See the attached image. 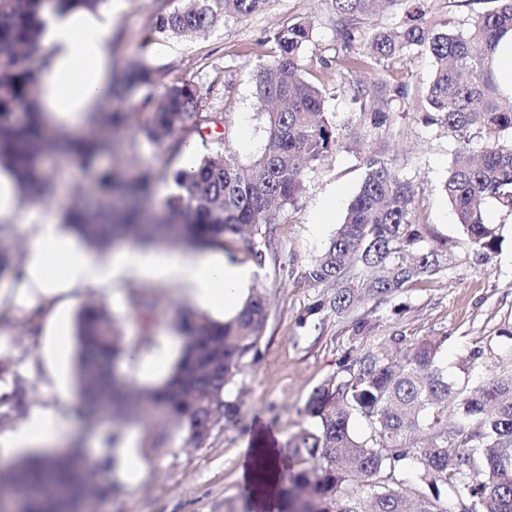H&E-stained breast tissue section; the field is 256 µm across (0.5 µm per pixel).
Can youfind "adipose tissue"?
Here are the masks:
<instances>
[{
  "mask_svg": "<svg viewBox=\"0 0 512 512\" xmlns=\"http://www.w3.org/2000/svg\"><path fill=\"white\" fill-rule=\"evenodd\" d=\"M122 0H112L111 10L60 12L45 9L41 40L48 67L44 74L41 107L50 125L82 133L92 112L106 100L112 68V26ZM28 241L25 269L45 302L84 284L114 283L129 273L160 285L178 284L199 308L223 307L233 314L237 298L251 281L254 269L230 265L204 254L187 255L163 246L143 249L125 244L112 254L111 264L64 244L53 220L19 224ZM68 417L44 408L34 409L24 426L0 435V447L8 452L27 451L69 434ZM278 436L258 428L241 449V477L247 489L264 482L263 495L255 497L259 512H268L284 461L277 448Z\"/></svg>",
  "mask_w": 512,
  "mask_h": 512,
  "instance_id": "adipose-tissue-1",
  "label": "adipose tissue"
}]
</instances>
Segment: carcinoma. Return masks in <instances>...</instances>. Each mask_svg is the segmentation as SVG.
Here are the masks:
<instances>
[{
    "label": "carcinoma",
    "instance_id": "carcinoma-1",
    "mask_svg": "<svg viewBox=\"0 0 512 512\" xmlns=\"http://www.w3.org/2000/svg\"><path fill=\"white\" fill-rule=\"evenodd\" d=\"M401 14L388 28L369 27L380 2ZM107 0H0V169L8 171L34 203H64L63 170H86L102 200L68 204L64 227L83 245L107 250L131 240L143 248L170 242L202 252L241 241L247 257L263 266L274 224L272 206H293L305 190L300 162L323 160L355 126L366 136L388 133L392 105L410 97L407 84L380 75L371 87L351 85L353 99L370 106L336 121L325 112V89L308 77L303 52L314 23L299 20L268 37L269 60L261 67L256 98L266 118V141L247 163L216 149L190 170L173 173L176 191L161 211L142 203L165 182L168 171L146 167L131 179L115 164V136L133 129L127 148L145 141L177 153L187 139L219 124L203 108L201 89L190 83L159 84L156 71L134 63L111 83L107 103L142 93L148 117L138 107L101 108L85 135L47 132L38 109L46 58H37L40 14L96 11ZM336 15L335 54L325 66L353 73L377 70L384 61L426 51L436 68L424 101L430 124L456 136L457 147L442 191L472 249L482 257L502 247L501 226L484 219L493 202L512 215V95L502 92L495 69L497 44L512 31V0L476 14L464 31L439 29L427 20L430 0H326ZM270 0H180L156 31L169 38H194L228 17L244 19ZM480 149L472 147L474 137ZM423 191L389 160L366 157V175L348 205L343 223L312 259L290 276L318 290L299 323L321 313L351 322L349 347L310 394L304 414L310 427L288 441L294 460L279 487L277 512H512V375L475 390L448 381L438 361L440 341L397 329L368 343L370 321L357 317L410 295L415 287L448 270V249L435 242L421 214ZM23 280L22 265L0 251V282ZM143 322L154 303L147 293L130 297ZM268 308L264 295H249L224 321L189 312L177 325L182 345L162 384L138 390L121 363L134 361L117 319L102 302L75 318L77 396L83 413L102 417L158 409V421L186 433L199 448L202 436L236 422L238 378L247 359L257 360ZM28 398L16 380L0 391V426L19 415ZM364 419L359 437L352 422ZM5 481L14 488L19 512H52L61 489L75 495L85 483L62 460L41 451L14 463Z\"/></svg>",
    "mask_w": 512,
    "mask_h": 512
}]
</instances>
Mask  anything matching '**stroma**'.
<instances>
[{
    "mask_svg": "<svg viewBox=\"0 0 512 512\" xmlns=\"http://www.w3.org/2000/svg\"><path fill=\"white\" fill-rule=\"evenodd\" d=\"M178 4L179 0H126L113 27L112 77L120 79L130 63L141 61L169 79L208 90L206 110L224 113L226 118L222 146L240 161L257 154L266 137L255 84L267 60L264 41L273 30L300 19L313 20V41L304 62L324 83L328 111L342 117L354 111L352 81L367 83L373 77L365 69L349 76L321 65L334 44L335 16L325 0H271L264 11L243 20H226L200 38H169L161 43L150 39L159 18ZM484 8L483 0H433L429 20L440 28L463 30ZM433 70L432 58L424 53L388 61L385 75L408 83L412 93L405 103L394 104L392 133L364 145L356 134L345 136L323 161L305 167L306 189L295 206L274 213L273 250L251 282L267 297V327L257 361L248 362L239 377L245 396L237 422L216 429L200 448L186 447L183 434H171L164 453L143 456L144 472L138 482L122 480L120 490L104 500L86 498L83 512H242L248 499L239 474L242 442L263 421L277 433L279 447H286L308 427L304 405L313 389L335 371L347 347L349 324L318 315L298 325L299 314L316 291L289 279L288 271L307 263L342 223L371 151L393 159L421 187L426 223L438 240L451 246L447 271L413 292L403 309L395 313L386 306L370 313L373 336L406 328L419 336L442 337L438 359L449 380L471 389L512 374V338L498 333L503 324H512V216L494 204L486 205V219L503 225L505 236L501 250L487 259L474 253L456 224L441 184L458 143L446 129L424 120L422 97ZM142 290L154 291L157 299L156 327L148 334L130 314L126 300ZM120 292L118 301L97 288L74 292L58 338V369L52 372L45 364L46 332L25 333L24 315L42 305V297L19 300L10 283L0 284V306L15 311L12 322L0 325V359L9 362L11 371L29 388L28 408L76 405L74 319L90 299L107 301L126 341L140 344L142 355H151L168 340L179 343L174 326L193 304L176 287L156 289L132 276L123 281ZM477 347L486 353L473 365L469 356Z\"/></svg>",
    "mask_w": 512,
    "mask_h": 512,
    "instance_id": "35a3bbf8",
    "label": "stroma"
}]
</instances>
